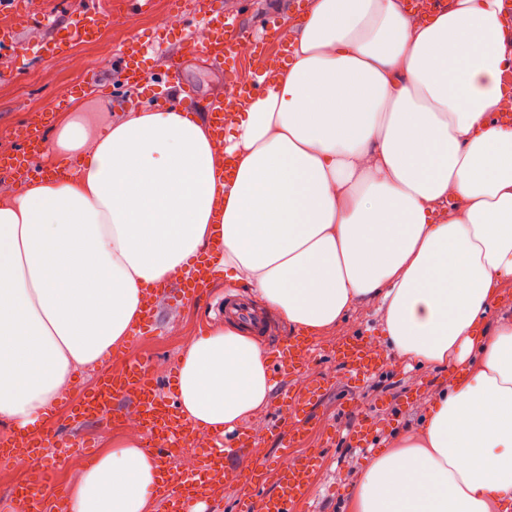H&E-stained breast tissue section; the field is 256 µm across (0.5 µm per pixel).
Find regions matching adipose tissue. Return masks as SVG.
Instances as JSON below:
<instances>
[{
  "label": "adipose tissue",
  "instance_id": "obj_1",
  "mask_svg": "<svg viewBox=\"0 0 512 512\" xmlns=\"http://www.w3.org/2000/svg\"><path fill=\"white\" fill-rule=\"evenodd\" d=\"M289 31L290 58L223 142L171 105L100 135L79 113L58 120L48 157L83 166L0 201V419L33 429L218 221V268L294 331L374 300L400 356L454 372L423 429L374 457L349 512H512V322L484 326L512 278L500 0H450L426 20L404 0H312ZM271 388L235 324L178 363L180 411L212 431L259 412ZM155 481L126 435L82 472L67 512H151Z\"/></svg>",
  "mask_w": 512,
  "mask_h": 512
}]
</instances>
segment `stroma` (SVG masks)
Segmentation results:
<instances>
[{"label": "stroma", "instance_id": "1", "mask_svg": "<svg viewBox=\"0 0 512 512\" xmlns=\"http://www.w3.org/2000/svg\"><path fill=\"white\" fill-rule=\"evenodd\" d=\"M151 12L129 16L113 11L104 39L100 44L76 42L72 55L83 60V81L93 90L83 95L85 119L95 133H102L106 124L125 113L156 106L158 98L178 101L185 91H192L198 102L227 93L229 84L224 71L206 54L195 53L181 58L179 80L171 85L150 84L130 88L122 80L119 63L107 61L108 51L118 49L133 36L163 37L165 51L177 53L185 34L183 27L169 30L159 27L157 15L186 10L200 15L206 12L234 11L251 23L253 34H260V19H273L285 25L289 18L288 0H153ZM72 56L30 60L0 50V154L18 155L19 145L14 137L17 127L23 125L30 113L47 111L53 106L59 81L71 78ZM234 289L242 296L252 291L238 282L218 277L212 288V307L180 299L171 292L159 304L156 331L152 334H130L123 347L114 351L115 359L141 357L153 361L177 362L189 343L201 336L204 328L223 326L215 304L224 296L225 289ZM370 333L379 347L386 348L383 315L378 303L355 302L334 327L320 334L316 340L319 349L310 365L311 377L327 379L329 388L315 406L326 428L339 429L352 425L355 416L372 418L375 451L394 447L401 435L419 431L431 401L443 392L450 380L446 369L417 365L388 350V360L368 379L350 380L345 363L336 349L346 339ZM96 369L81 368L72 379L55 408L61 421L53 431L59 450L65 451L62 467L50 469L42 485L44 492L70 490L82 470L107 449L113 439L123 436L121 419L72 421L68 416V403L83 391L90 389ZM306 449L321 452L324 462L316 476L309 505L313 512H344L353 488L363 477L374 453H361L345 441L324 447L320 434H312Z\"/></svg>", "mask_w": 512, "mask_h": 512}]
</instances>
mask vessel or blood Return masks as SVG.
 Wrapping results in <instances>:
<instances>
[{"mask_svg":"<svg viewBox=\"0 0 512 512\" xmlns=\"http://www.w3.org/2000/svg\"><path fill=\"white\" fill-rule=\"evenodd\" d=\"M21 11L25 12L30 27H45L47 14L35 11L33 5L23 4L22 0H0V13L11 17ZM104 18V12L98 9L76 12L65 34L32 45L30 52L34 55L68 54L73 38L85 41L94 38ZM247 38L248 30L236 15L208 14L201 19L199 36L185 40L184 47L190 51L199 48L213 58L232 63L240 55ZM150 49L149 43L134 37L114 51L113 56L122 62L124 79L130 86L136 87L149 81L150 75L141 69L139 59ZM225 119L223 97L210 99L206 106V120L216 137H223ZM46 120L43 114L32 117L18 130L23 155L0 160V179L20 185L50 176H70V167L63 166L49 172L33 163L44 149L43 128ZM223 251V231L217 226L206 247L188 265L181 278L183 295L198 301L208 297L217 274L212 258ZM222 311L225 317L246 323L255 333L263 334L268 330L262 317L235 296L225 295ZM316 349L314 342L297 335L288 337L276 342L273 364L280 375H306L308 361ZM342 354L350 373L361 379L369 377L384 360L379 346L367 336H356L346 341ZM322 395L321 387L311 382L288 394V407L278 414L274 424L283 439L280 454L272 464L251 454L254 441L250 433L240 430L228 433L205 431L183 419L175 398L159 392L151 365L136 359L127 361L118 372H101L92 390L74 404L72 417L76 420L100 419L111 414L118 401H128L127 411L139 418L147 447L158 463L156 493L163 512H207V505L222 494L228 482L242 486L237 512H297L299 505L310 499L313 476L321 463L319 453L300 452L295 444L312 423L310 405ZM196 435L203 436L208 449L198 458L191 475L180 476L174 463L175 451L189 437ZM53 446V441L47 435L32 438L26 448L14 447L12 439L1 436L0 460L17 458L23 461L28 470L41 473L45 470L46 457ZM20 497L24 512L66 510L62 496L50 500L38 488L24 489Z\"/></svg>","mask_w":512,"mask_h":512,"instance_id":"vessel-or-blood-1","label":"vessel or blood"}]
</instances>
